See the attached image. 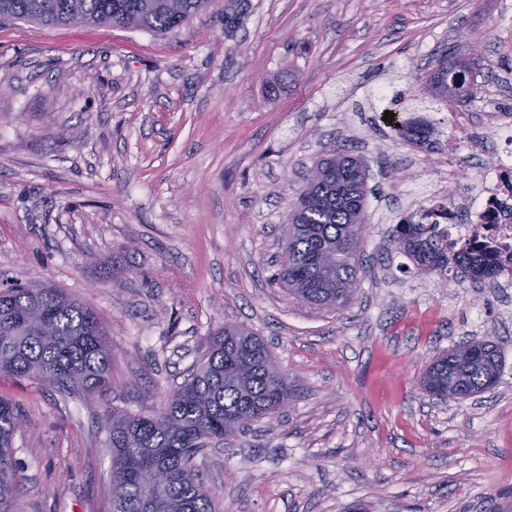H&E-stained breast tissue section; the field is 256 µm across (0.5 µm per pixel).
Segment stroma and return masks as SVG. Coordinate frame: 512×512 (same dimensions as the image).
<instances>
[{
	"instance_id": "stroma-1",
	"label": "stroma",
	"mask_w": 512,
	"mask_h": 512,
	"mask_svg": "<svg viewBox=\"0 0 512 512\" xmlns=\"http://www.w3.org/2000/svg\"><path fill=\"white\" fill-rule=\"evenodd\" d=\"M455 48L482 59L463 105L419 80ZM494 109L512 115V0H247L232 33L214 0L162 37L1 24L0 287L63 289L112 341L102 397L0 377L23 421L15 512H107L103 415L156 406L225 325L261 336L297 395L209 449L219 512H512V285L380 257L424 206L415 180L466 202L491 154L467 146ZM410 118L434 148L393 138ZM336 147L370 194L367 269L333 311L269 277L306 171ZM486 337L497 386L420 389L436 355Z\"/></svg>"
}]
</instances>
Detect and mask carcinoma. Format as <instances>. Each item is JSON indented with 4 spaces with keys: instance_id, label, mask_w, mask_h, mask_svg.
Instances as JSON below:
<instances>
[{
    "instance_id": "1",
    "label": "carcinoma",
    "mask_w": 512,
    "mask_h": 512,
    "mask_svg": "<svg viewBox=\"0 0 512 512\" xmlns=\"http://www.w3.org/2000/svg\"><path fill=\"white\" fill-rule=\"evenodd\" d=\"M211 0H0V22L24 20L40 26L91 25L167 34L208 10ZM242 0H227L224 29L237 25ZM479 60L456 52L427 73L434 98L464 102L474 95ZM397 139L422 146L433 132L417 123L395 129ZM366 173L361 162L338 149L315 164L291 204L281 233V287L303 302L338 310L347 306L363 270ZM390 248L420 273L456 270L472 281L495 280L490 259L448 240V230L423 219L401 221ZM502 370L498 347L483 345L461 361L455 350L425 369L421 387L440 397L466 399L491 388ZM0 375L28 377L55 388L63 399L103 393L112 385V345L87 306L56 288L9 287L0 292ZM294 396L266 343L255 333L226 326L209 340L204 360L147 412L114 409L106 417L112 466L111 512H217L215 490L198 458L211 445L244 432L283 409ZM21 419L0 398V512H14L20 483L14 448ZM157 471L161 485L151 482Z\"/></svg>"
}]
</instances>
